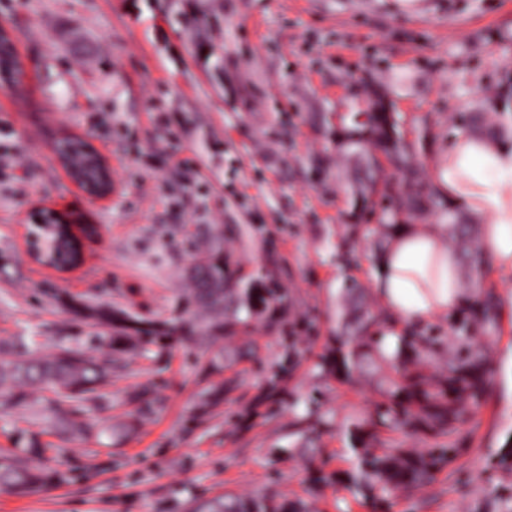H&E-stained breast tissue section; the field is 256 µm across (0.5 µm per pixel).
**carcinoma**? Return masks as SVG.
<instances>
[{
	"label": "carcinoma",
	"mask_w": 512,
	"mask_h": 512,
	"mask_svg": "<svg viewBox=\"0 0 512 512\" xmlns=\"http://www.w3.org/2000/svg\"><path fill=\"white\" fill-rule=\"evenodd\" d=\"M360 113L352 117V124L341 123L336 129V140L341 149L363 160L357 173L360 184L355 210L361 214L376 206L374 198L388 201L383 208L379 227L389 233L399 228L397 217H420L437 212L441 198L436 190L422 181L416 171L414 145L400 133L392 112H367L360 121ZM71 167L94 179L97 169L92 157L83 150L80 140L66 142ZM442 219L454 225L448 243L471 256L474 267L481 265L478 238L472 225L458 224L448 213ZM55 242L49 253L58 260L74 257L72 243L61 233L43 234ZM205 256L217 261L215 268L224 283L234 287L224 289L223 297L212 298V290L203 281L192 278V297L197 305L209 313L205 326L209 336L234 337L249 326V317L271 306L288 304V293L282 288L265 285L238 288L233 274L224 263L221 251H209ZM93 316L110 327V333L97 337V347L104 350L99 358L86 357L76 350L62 348L43 358L17 360L15 351L26 345L21 336L11 345L0 347V403L21 410L40 401L49 403L56 417L54 427L73 439L85 438L95 430V424L83 417L89 405L107 400L105 387L112 377V354L124 350L136 340L146 345L158 344L177 334L181 327L166 322H145L130 314L122 319L112 316V309L99 308ZM493 318L491 297L480 302L473 312V321L459 326L462 337L470 336L472 327ZM381 318L370 315L352 321V327L340 337L336 350V364L346 372L357 371L360 360L375 352L379 343L377 333ZM405 342L414 349L415 359L396 357L390 365L399 378L385 390V401L367 421L358 424L350 440L355 458L352 469L346 473L354 491L385 509L392 488L414 487L430 481L444 465L451 462L457 449L435 448L426 455H417L393 441L375 450L369 442L378 440L380 430L408 431L430 429L451 437L458 431L463 410L462 399L479 400L486 389L485 359L469 356L458 361L448 355V375L436 386L428 382L423 370L425 361L433 356L440 339L436 336L412 334ZM60 473L48 466H29L16 456L0 457V489L17 496H27L41 490ZM193 512H278L263 498L240 500L218 496L198 504Z\"/></svg>",
	"instance_id": "obj_1"
}]
</instances>
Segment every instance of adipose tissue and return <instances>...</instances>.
Returning a JSON list of instances; mask_svg holds the SVG:
<instances>
[{
	"label": "adipose tissue",
	"mask_w": 512,
	"mask_h": 512,
	"mask_svg": "<svg viewBox=\"0 0 512 512\" xmlns=\"http://www.w3.org/2000/svg\"><path fill=\"white\" fill-rule=\"evenodd\" d=\"M433 181L442 196L481 222L482 258L512 271V134H455L433 168ZM452 231L449 224L405 226L379 256L375 295L387 317L379 345L385 356L397 352L410 328L458 313L459 262L444 244Z\"/></svg>",
	"instance_id": "ef3b65f1"
}]
</instances>
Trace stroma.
Instances as JSON below:
<instances>
[{
    "mask_svg": "<svg viewBox=\"0 0 512 512\" xmlns=\"http://www.w3.org/2000/svg\"><path fill=\"white\" fill-rule=\"evenodd\" d=\"M13 27L25 93L0 88V342L27 355L65 346L95 355L108 328L70 306L114 307L190 325L184 274L196 250L220 247L243 282L275 279L288 307L253 316L234 338L201 332L115 355L110 403L94 433L67 440L52 410L0 406V454L36 436L62 478L27 497L0 492V512H189L217 495L265 496L281 508L379 512L346 482L350 433L382 402L387 364L345 376L336 309L350 282L374 289L380 236L359 232L350 261L352 159L337 153V117L384 90L408 138H421L423 179L471 113L512 127L495 99L512 85V0H0ZM89 139L117 190L90 199L55 154ZM53 208L97 225L85 264L60 275L30 261L22 233ZM455 319L421 325L448 353L478 351L492 382L464 401L461 451L429 483L395 488L388 512H512V272H461ZM494 317L468 341L476 294ZM148 391L151 412L132 395ZM331 482H321V473Z\"/></svg>",
    "mask_w": 512,
    "mask_h": 512,
    "instance_id": "stroma-1",
    "label": "stroma"
}]
</instances>
